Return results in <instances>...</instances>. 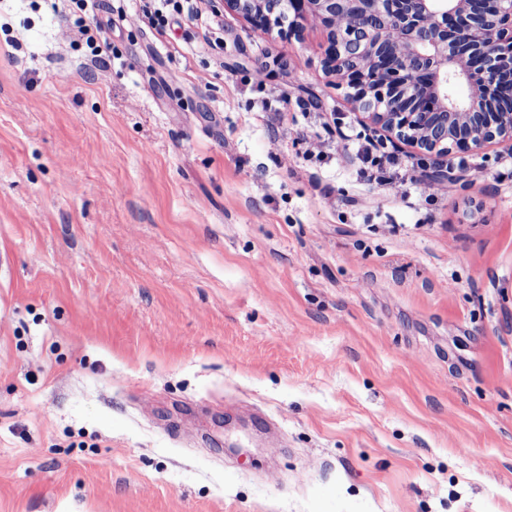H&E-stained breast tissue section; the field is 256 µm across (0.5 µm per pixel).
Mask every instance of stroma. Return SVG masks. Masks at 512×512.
Instances as JSON below:
<instances>
[{
    "instance_id": "stroma-1",
    "label": "stroma",
    "mask_w": 512,
    "mask_h": 512,
    "mask_svg": "<svg viewBox=\"0 0 512 512\" xmlns=\"http://www.w3.org/2000/svg\"><path fill=\"white\" fill-rule=\"evenodd\" d=\"M196 5L0 0V512H512V152L430 195L321 28ZM76 9H73L76 16L73 28L76 29L85 43L91 50L93 58L106 62L107 58L112 56V43L102 34L101 27L96 21L93 26L91 22L95 20L93 9L91 13L88 10V0H71Z\"/></svg>"
}]
</instances>
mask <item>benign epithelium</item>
Returning a JSON list of instances; mask_svg holds the SVG:
<instances>
[{
    "label": "benign epithelium",
    "mask_w": 512,
    "mask_h": 512,
    "mask_svg": "<svg viewBox=\"0 0 512 512\" xmlns=\"http://www.w3.org/2000/svg\"><path fill=\"white\" fill-rule=\"evenodd\" d=\"M253 28L326 32L323 67L383 140L446 157L512 152V0H224ZM462 85L467 93L459 97Z\"/></svg>",
    "instance_id": "benign-epithelium-1"
}]
</instances>
